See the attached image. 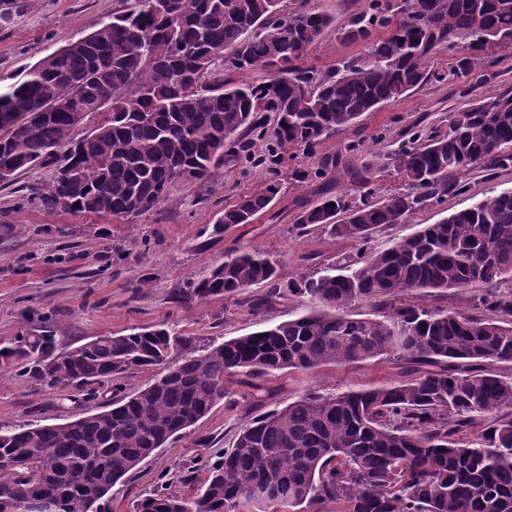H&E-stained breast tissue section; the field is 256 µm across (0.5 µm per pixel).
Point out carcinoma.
I'll use <instances>...</instances> for the list:
<instances>
[{"instance_id": "cac0c4a2", "label": "carcinoma", "mask_w": 512, "mask_h": 512, "mask_svg": "<svg viewBox=\"0 0 512 512\" xmlns=\"http://www.w3.org/2000/svg\"><path fill=\"white\" fill-rule=\"evenodd\" d=\"M334 19L309 0H131L96 31L40 59L0 90V169L12 178L41 165L67 171L31 193L47 210L128 220L152 210L176 181L204 185L212 170L251 152L274 122L278 146L314 153L367 112L396 101L433 76L430 60L457 48V79L472 60L512 54V0H367L339 25L364 50L317 74L307 49ZM262 69L260 82L222 74ZM83 90L78 111L61 104ZM102 119L86 135L88 116ZM364 169L366 190L301 206L296 225L358 243L357 259L319 275L285 279L257 251H230L187 283V303L265 284L255 303L285 296L306 303L294 320L222 342L202 343L161 325L96 336L68 349L42 331L0 345V372L48 388H99L145 368L152 383L63 424L0 425V496L19 512H101V500L156 449L234 405L226 381L262 390L283 370L311 371L380 355L399 362L393 384L335 395L312 393L241 425L230 448L206 462L196 493L169 481L134 512H512V191L424 224L382 249L380 228L466 190L462 175L512 169V91L479 96L448 116V132L409 128L396 149ZM293 171L298 182L335 169ZM392 170L404 189L377 198L368 188ZM280 192L265 180L218 224H251ZM335 206H329V203ZM472 291L468 312L422 297ZM373 313L352 314L355 302ZM263 487L266 494L253 495Z\"/></svg>"}]
</instances>
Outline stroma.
<instances>
[{"mask_svg":"<svg viewBox=\"0 0 512 512\" xmlns=\"http://www.w3.org/2000/svg\"><path fill=\"white\" fill-rule=\"evenodd\" d=\"M125 5L126 0H0V12L9 16L0 22V86L15 82L47 54L97 30ZM362 49L361 43L343 39L330 28L308 48L305 64L329 71ZM457 59L456 51L440 53L430 63L440 79L365 113L355 127L324 140L317 153L282 151V188L268 211L254 223L230 225L220 234L214 231L217 218L266 177L264 167L241 161L215 169L205 185L176 182L159 206L128 221L47 210L28 200L29 189L54 178L51 166L23 173L15 185H0V341L49 329L58 347L67 348L94 336H118L164 323L175 332L221 342L298 318L305 308L295 297L255 311V300L266 293L261 285L189 304L180 292L187 281L235 249L265 252L278 261L286 278L322 272L355 258L357 243L319 229L299 230L294 223L299 206L357 194L360 176L375 151L395 148L403 129L415 125L447 131L449 113L467 98L448 74ZM323 154L340 156L336 170L302 183L291 180L292 170L315 169ZM466 179V193L418 209L405 223L381 228L374 246H386L421 225L512 190V169L489 178L476 168ZM398 376L392 357L381 355L312 372L283 371L268 377L266 384L273 391V405L282 406L311 392L369 389L393 383ZM227 387L236 407L217 406L143 461L109 493L105 512H132L135 501L164 475L199 467L214 449L231 447L241 424L256 411L237 378H230ZM67 396V391L30 383L15 371L1 373L0 424L23 427L75 418L80 409Z\"/></svg>","mask_w":512,"mask_h":512,"instance_id":"obj_1","label":"stroma"}]
</instances>
